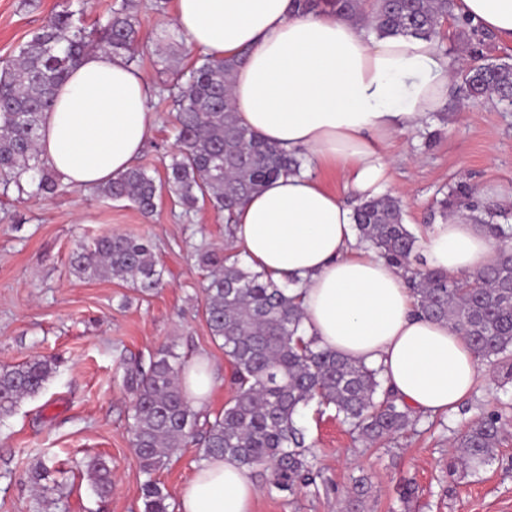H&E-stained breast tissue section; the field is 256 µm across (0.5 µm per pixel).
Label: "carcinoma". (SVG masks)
I'll list each match as a JSON object with an SVG mask.
<instances>
[{"mask_svg": "<svg viewBox=\"0 0 512 512\" xmlns=\"http://www.w3.org/2000/svg\"><path fill=\"white\" fill-rule=\"evenodd\" d=\"M298 9L313 12L324 6L365 23L378 37L409 35L443 42L442 27L453 21L470 46V62L462 70V99L512 107V64L485 63L479 46L483 33L456 14L457 0H371L364 11L360 0H294ZM137 0H123L103 22L78 27L74 16L84 8L63 9L49 16L0 66V179L20 193L53 197L63 189L61 178L41 159L38 150L44 112L54 105L56 88L82 57L94 49L134 61L138 41ZM165 48L157 66L167 75L174 100L177 152L156 182L141 167L98 187L100 196L130 202L151 216L157 200L168 194L189 212L204 204L234 221L236 209L263 185L281 175L299 174L304 158L290 155L244 126L230 95L237 66L200 54L186 67L172 57L190 53L184 37L170 29L156 34ZM448 210L469 212L500 242L493 262L483 270L450 278L436 270L412 267L417 237L405 224L402 200L390 195L358 200L354 222L358 243L374 250L408 273L415 304L424 316L446 322L468 341L474 354L512 382V246L499 224L500 214L483 206L466 184L448 189L441 202ZM207 272L203 289L205 316L214 341L221 342L233 370V395L214 419L199 421L187 401L181 377L185 364L170 346L152 351L148 362L125 364L123 385L133 396L129 430L146 480L141 485L144 512H174L175 504L153 474L174 452L194 442L202 458L229 456L249 470L262 469L269 491L290 495L317 486L319 470L297 424L301 410L312 402L334 408L367 444L383 445L413 427L416 420L383 389L380 370L341 356L319 345L304 329L298 296L288 294L296 281L277 284L252 270L232 247L196 254ZM71 267L83 278L132 282L143 295L162 283L163 270L151 244L139 237L105 235L73 254ZM47 359L0 366V418L18 403L38 394L54 372ZM502 443L498 413L475 420L453 442L459 455L446 464L477 470L489 464ZM95 491H112V469L100 458L86 463ZM371 484L355 480L345 497V512H361Z\"/></svg>", "mask_w": 512, "mask_h": 512, "instance_id": "1", "label": "carcinoma"}]
</instances>
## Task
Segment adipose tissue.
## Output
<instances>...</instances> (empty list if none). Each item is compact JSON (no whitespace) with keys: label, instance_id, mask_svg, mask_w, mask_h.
<instances>
[{"label":"adipose tissue","instance_id":"obj_1","mask_svg":"<svg viewBox=\"0 0 512 512\" xmlns=\"http://www.w3.org/2000/svg\"><path fill=\"white\" fill-rule=\"evenodd\" d=\"M458 12L512 46V0H458ZM173 23L196 49L241 57L230 85L239 118L307 162L236 211L234 248L275 282L297 280L307 335L380 368L411 414L456 409L474 388L477 358L448 324L418 313L403 270L359 246L352 208L316 176L334 173L360 197L383 190L390 139L419 129L448 97L436 41L379 38L330 9L295 12L292 0H174ZM155 92L125 57L87 53L44 116L41 157L73 187L105 184L149 138ZM421 243L431 268L452 277L494 256L485 227L462 211L431 225ZM256 496L246 469L212 457L183 488L179 512H254Z\"/></svg>","mask_w":512,"mask_h":512}]
</instances>
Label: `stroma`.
<instances>
[{"label": "stroma", "mask_w": 512, "mask_h": 512, "mask_svg": "<svg viewBox=\"0 0 512 512\" xmlns=\"http://www.w3.org/2000/svg\"><path fill=\"white\" fill-rule=\"evenodd\" d=\"M63 0H0V62ZM173 0H139V46L135 65L157 89L156 123L137 159L161 179L176 150L173 102L155 61L157 32L168 27ZM388 194L405 203V222L424 235L448 187L473 186L485 202L512 190V112L493 104L453 98L416 132L395 136ZM145 238L164 269L153 295L132 284L81 278L70 268L78 244L102 235ZM223 215L204 206L185 214L163 200L144 218L127 201L99 197L95 190L67 187L52 198L18 193L0 185V365L32 358L55 361L56 369L37 395L0 418V512H143L145 476L131 444L132 395L122 383L121 359L173 346L186 361L208 357L216 379L204 409L221 412L232 392L231 367L213 340L205 317V274L194 254L223 246ZM500 411L503 445L491 465L475 473L447 475L450 442L481 414ZM306 444L322 473L318 493L268 492L265 478L251 471L258 490L254 512H343L354 478L369 475L372 491L364 512H512V384L482 365L475 388L457 410L418 418L415 426L385 447H366L332 413L304 410L299 419ZM112 469V491L99 496L85 472L89 458ZM51 470L42 489L31 474L39 463ZM199 449H177L157 481L172 498L199 466ZM418 487L404 508L399 487Z\"/></svg>", "instance_id": "35a3bbf8"}]
</instances>
